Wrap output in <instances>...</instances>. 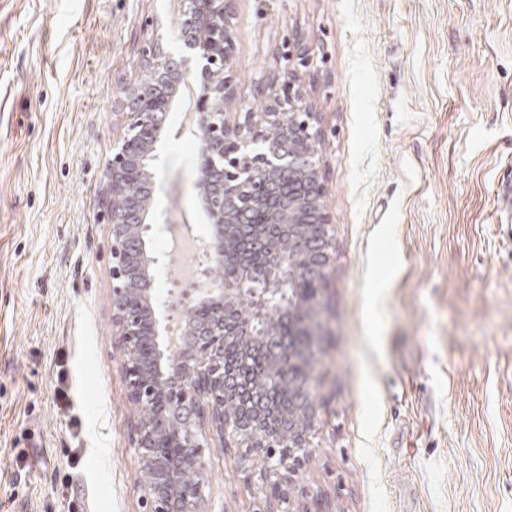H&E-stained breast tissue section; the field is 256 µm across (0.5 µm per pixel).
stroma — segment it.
<instances>
[{"label": "stroma", "mask_w": 512, "mask_h": 512, "mask_svg": "<svg viewBox=\"0 0 512 512\" xmlns=\"http://www.w3.org/2000/svg\"><path fill=\"white\" fill-rule=\"evenodd\" d=\"M241 90L289 47L333 216L306 483L328 512H512V0H231ZM179 0H0V512H140L100 171ZM174 107L157 213L209 231ZM32 465H16L19 455ZM214 512H252L211 459Z\"/></svg>", "instance_id": "obj_1"}]
</instances>
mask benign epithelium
<instances>
[{"mask_svg": "<svg viewBox=\"0 0 512 512\" xmlns=\"http://www.w3.org/2000/svg\"><path fill=\"white\" fill-rule=\"evenodd\" d=\"M228 2L180 0L178 58L151 21L144 74L119 87L125 128L101 172L99 220L110 227L112 327L134 410L136 488L144 512H211L208 459L216 454L249 472L253 512H326L303 480L321 401L314 382L292 367L295 354L278 328L294 322L309 337L304 354L322 352L333 239L320 129L292 79L304 60L298 46L283 70L288 97H277L272 83L257 93L258 107L241 96ZM193 63L206 76L195 112L198 187L212 224L204 277L212 283L190 289L188 317L173 332L162 324L167 304L156 289L157 272L172 258L153 247L168 220L152 214L151 169L177 89L194 82ZM256 212L267 213V223H255ZM259 252L268 263L249 267ZM231 260L243 274L224 275ZM228 347L239 352L230 366ZM284 386L289 409L273 402Z\"/></svg>", "mask_w": 512, "mask_h": 512, "instance_id": "obj_1", "label": "benign epithelium"}]
</instances>
